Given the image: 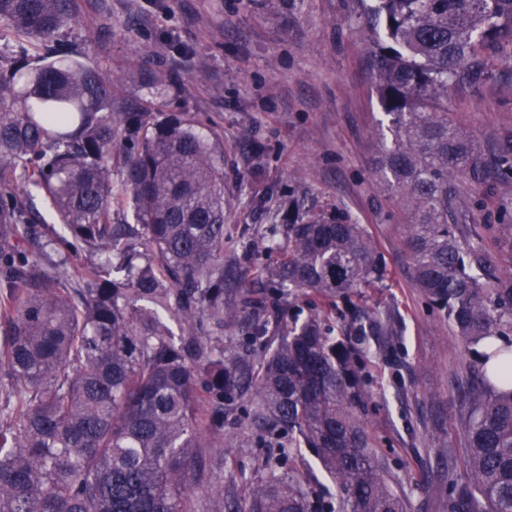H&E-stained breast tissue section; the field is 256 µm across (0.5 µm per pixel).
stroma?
<instances>
[{
	"label": "stroma",
	"instance_id": "stroma-1",
	"mask_svg": "<svg viewBox=\"0 0 512 512\" xmlns=\"http://www.w3.org/2000/svg\"><path fill=\"white\" fill-rule=\"evenodd\" d=\"M62 38L105 75L138 62L171 81L163 96L139 83L119 85L116 100L158 101L165 111L194 114L223 132L224 238L238 242L243 225H256L253 265L276 263L277 252L263 245L271 225L286 223L292 199L369 228L387 278L367 290V301L401 325L369 367V430L407 494L408 512H443L448 470L422 434L434 424L446 441L460 444L456 385L466 358L452 327L410 285L408 219L374 165L384 114L356 0H78ZM448 117L483 155H493L512 136V87L454 94ZM255 144L262 156L252 153ZM461 186L471 223L496 225L501 213L512 215V178L465 179ZM250 415V399H240L215 447L202 449L195 512H248L250 487L271 473L301 480L315 500L335 494L311 449H272L260 441L240 447Z\"/></svg>",
	"mask_w": 512,
	"mask_h": 512
}]
</instances>
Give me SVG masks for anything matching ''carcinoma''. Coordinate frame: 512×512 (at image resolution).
Wrapping results in <instances>:
<instances>
[{
  "label": "carcinoma",
  "mask_w": 512,
  "mask_h": 512,
  "mask_svg": "<svg viewBox=\"0 0 512 512\" xmlns=\"http://www.w3.org/2000/svg\"><path fill=\"white\" fill-rule=\"evenodd\" d=\"M358 2L387 118L378 168L411 219V285L470 357L448 512H512V271L466 224L459 187L512 175V139L488 160L448 120L451 93L512 82L494 69L512 58V0ZM74 9L0 0V22L34 42L0 60V512H190L197 449L214 447L225 408L249 392L256 430L312 449L337 489L322 506L270 477L249 512H408L361 375L371 342L397 331L363 295L386 278L375 238L297 210L276 265L224 261L222 133L187 112L112 104V80L60 42ZM131 78L168 91L153 73ZM36 195L64 234L40 223ZM237 288L254 310L316 303L270 336L256 316L241 322ZM226 323L242 324L246 346L224 344Z\"/></svg>",
  "instance_id": "1"
}]
</instances>
